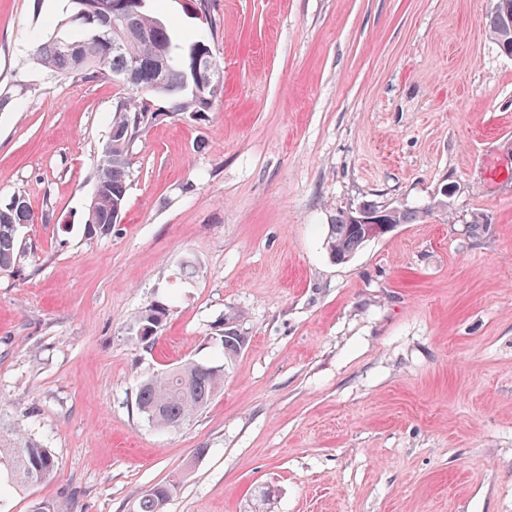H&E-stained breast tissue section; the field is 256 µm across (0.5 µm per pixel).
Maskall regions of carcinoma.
<instances>
[{
    "label": "carcinoma",
    "instance_id": "cac0c4a2",
    "mask_svg": "<svg viewBox=\"0 0 512 512\" xmlns=\"http://www.w3.org/2000/svg\"><path fill=\"white\" fill-rule=\"evenodd\" d=\"M105 23V34L98 35L72 22L67 14L53 33L35 38L32 61L53 77L67 79L80 75L85 79H108L128 74L122 84L124 96L117 102L112 125L97 158L91 203V220L111 229L120 222L126 206L129 168L134 147L144 130L156 122L155 114L178 115L184 112H208L192 62L199 55L209 57V34L199 32L180 42L172 29L147 10V0H91ZM486 27L499 51L512 55V28L502 23L491 10ZM123 40L119 50L107 47L112 39ZM442 200L423 208H398L390 215L393 224H416L437 208ZM34 221V214L22 196L17 203L0 208V272L21 271L18 249L20 230ZM366 243L363 226L347 222L340 212L329 225L326 247L333 257L349 258ZM169 307L153 302L138 311L132 320L135 341L143 347L155 343V332L162 330ZM245 345V337L233 326L224 328L220 361H187L144 381L138 390L139 412L153 426L177 430L208 407L224 387L223 366L233 361ZM58 462L45 445L12 438L0 433V477L15 485H35L56 477ZM176 484H156L143 495L137 512H164L160 504L168 502Z\"/></svg>",
    "mask_w": 512,
    "mask_h": 512
}]
</instances>
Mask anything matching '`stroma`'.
Segmentation results:
<instances>
[{"label":"stroma","mask_w":512,"mask_h":512,"mask_svg":"<svg viewBox=\"0 0 512 512\" xmlns=\"http://www.w3.org/2000/svg\"><path fill=\"white\" fill-rule=\"evenodd\" d=\"M491 0H149L211 28L222 93L153 124L120 224L88 233L122 89L29 58L71 0H0V207L23 196L25 277L0 273V427L47 445V483L0 512H512V57ZM445 199L349 260L325 238L364 203ZM483 217L485 231L469 223ZM191 274H183L184 264ZM169 316L152 348L131 320ZM246 344L177 431L140 383ZM272 489L268 502L260 494ZM486 27L491 38L494 40L499 51L508 56H512V28L504 26L500 15L490 9L486 15ZM169 315V307L161 301L152 302L138 311L132 320L134 339L142 347H151ZM154 330L156 333L153 334ZM176 486V482H165L154 485L151 491H148L140 498L137 512H164L165 506L175 492ZM163 502L166 504L160 509L159 506Z\"/></svg>","instance_id":"stroma-1"}]
</instances>
